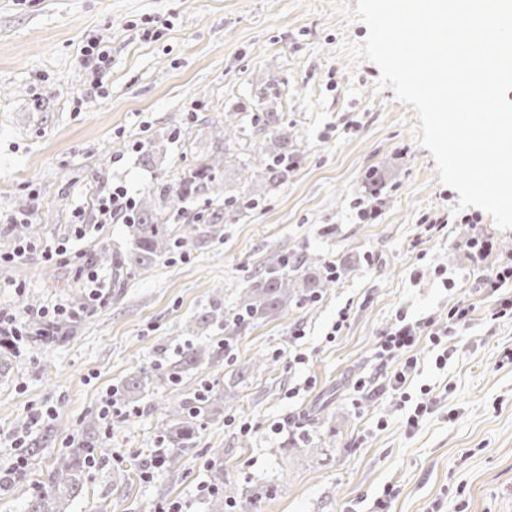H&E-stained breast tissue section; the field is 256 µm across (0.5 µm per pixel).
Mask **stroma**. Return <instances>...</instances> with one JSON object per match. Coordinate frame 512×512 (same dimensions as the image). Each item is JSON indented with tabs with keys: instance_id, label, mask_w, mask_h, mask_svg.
Listing matches in <instances>:
<instances>
[{
	"instance_id": "35a3bbf8",
	"label": "stroma",
	"mask_w": 512,
	"mask_h": 512,
	"mask_svg": "<svg viewBox=\"0 0 512 512\" xmlns=\"http://www.w3.org/2000/svg\"><path fill=\"white\" fill-rule=\"evenodd\" d=\"M338 0H0V312L23 323L81 290L93 265L108 286L91 307L58 322V340L29 345L0 378V469L21 468L0 487V512H23L58 460L78 447L86 421L102 442L70 512H210L201 491L213 462L235 483L232 512H512V321L487 318L482 282L512 254V230L489 214L476 224L422 234L423 218L450 213L457 192L438 182L429 150L415 141L417 116L380 71L351 62L346 42L368 29L344 19ZM108 50L100 79L83 64L88 42ZM292 138L280 186L225 225L222 237L187 243L149 269L103 266L119 256L127 221H98L113 187L133 199L173 183L221 149L213 131L239 112L253 132L230 144L221 177L246 194L237 161L259 164L265 133L255 96ZM385 187L380 214L361 221L366 175ZM85 222L86 235L74 229ZM26 225L17 238L14 225ZM481 234L493 250L472 256ZM25 257L14 258L19 243ZM66 244L46 261L45 247ZM304 254L338 272L335 288L225 340L223 322L194 337L184 323L230 312L270 258ZM472 307L450 329L445 366L427 336L411 354L409 402L389 386L377 357L400 318L449 329L448 312ZM205 341L208 361L177 372L183 351ZM265 354L238 397L198 419L180 468L145 478L165 418L159 402L223 394L237 370ZM150 371L135 404L113 399L127 378ZM430 392L416 428L406 419ZM392 496H385V489Z\"/></svg>"
}]
</instances>
